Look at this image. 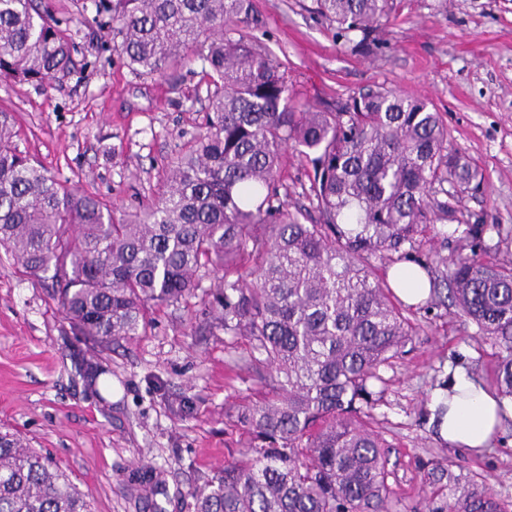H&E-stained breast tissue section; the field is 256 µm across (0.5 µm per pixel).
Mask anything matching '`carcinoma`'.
<instances>
[{
  "instance_id": "1",
  "label": "carcinoma",
  "mask_w": 512,
  "mask_h": 512,
  "mask_svg": "<svg viewBox=\"0 0 512 512\" xmlns=\"http://www.w3.org/2000/svg\"><path fill=\"white\" fill-rule=\"evenodd\" d=\"M125 64L166 78L198 66L209 79L205 129L168 163L154 200L126 213L36 166L0 111V249L20 272L52 282L73 331L107 349L139 335L149 311L219 275L211 313L247 336L245 363L264 368L261 402L238 410L248 440L189 492L194 512H387L386 440L367 418L381 366L418 328L376 278L402 259L482 171L451 144L440 113L394 90L362 92L333 110L297 100L270 51L246 31L252 0H86ZM393 0H312L356 54L378 48ZM71 17L37 0H0V78L49 84L69 74ZM306 167L309 206H293L288 155ZM441 263L457 315L496 343L492 386L512 400V257L476 250ZM152 462L130 486L158 487ZM431 478L448 497L423 512H512L480 473L453 458ZM0 512H94L53 459L0 431Z\"/></svg>"
}]
</instances>
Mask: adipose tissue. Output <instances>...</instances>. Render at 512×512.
<instances>
[{"label": "adipose tissue", "instance_id": "adipose-tissue-1", "mask_svg": "<svg viewBox=\"0 0 512 512\" xmlns=\"http://www.w3.org/2000/svg\"><path fill=\"white\" fill-rule=\"evenodd\" d=\"M387 279L405 303L415 305L429 295V278L416 263L402 262L390 267ZM427 409L438 438L451 448L485 447L503 416H512V402L500 403L480 381L463 370L449 373L447 388L432 393Z\"/></svg>", "mask_w": 512, "mask_h": 512}]
</instances>
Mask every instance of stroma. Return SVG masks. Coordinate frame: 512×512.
Returning <instances> with one entry per match:
<instances>
[{
  "label": "stroma",
  "mask_w": 512,
  "mask_h": 512,
  "mask_svg": "<svg viewBox=\"0 0 512 512\" xmlns=\"http://www.w3.org/2000/svg\"><path fill=\"white\" fill-rule=\"evenodd\" d=\"M304 0H253L251 36L277 55L303 100L335 106L370 87L398 91L441 112L451 141L484 180L464 196L468 222L512 230V0H396L379 29L381 45L357 55ZM75 14V70L47 85L0 79V108L15 142L40 166L125 211L150 202L170 159L204 127L207 81L131 70L82 0H42ZM466 224L449 220L421 236L412 258L469 252ZM207 298L157 309L145 333L95 353L75 335L43 280L0 259V428L47 450L96 512H194L189 487L235 455L245 440L238 406L263 394L242 363L252 345L225 335ZM421 330L380 370L385 380L373 429L390 446L393 512H415L435 457L449 455L512 500V425L487 452L448 448L436 438L426 402L434 384L461 368L487 380L498 358L492 340L445 308L412 314ZM98 356L109 386L92 387L84 364ZM164 469L149 500L127 492L142 462Z\"/></svg>",
  "instance_id": "obj_1"
}]
</instances>
